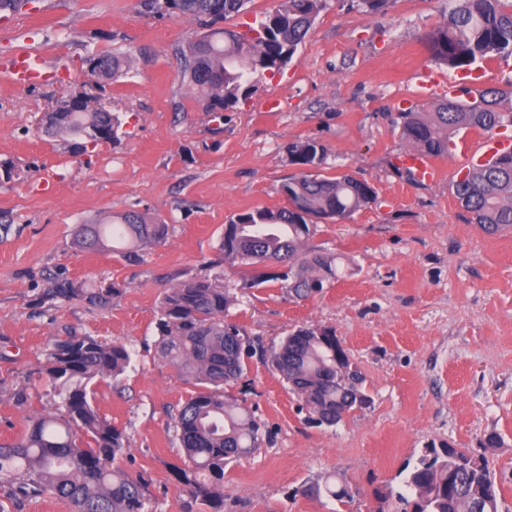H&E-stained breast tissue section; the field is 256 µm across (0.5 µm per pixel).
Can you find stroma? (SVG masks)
I'll return each mask as SVG.
<instances>
[{
    "label": "stroma",
    "mask_w": 512,
    "mask_h": 512,
    "mask_svg": "<svg viewBox=\"0 0 512 512\" xmlns=\"http://www.w3.org/2000/svg\"><path fill=\"white\" fill-rule=\"evenodd\" d=\"M447 9L448 0H389L372 15L358 0H326L292 63L221 114L202 111L182 79L175 50L203 33L190 18L135 0H30L0 13V161L12 165L0 173V442L59 408L43 374L57 340L124 342L131 361L94 382V402L129 440L119 465L144 477L145 512H183L170 467L182 456L175 417L194 387L157 357L162 298L182 275L208 273L234 214L286 206L280 187L299 172L288 148L314 140L327 149L320 174L352 175L376 194L349 218L316 223L309 244L342 258L341 275L297 300L279 281L244 287L240 267L224 265L237 298L229 318L267 350L301 328L333 329L371 403L318 425L277 372L249 359L224 391L270 438L225 466L224 512H394L406 466L450 444L489 460L512 512V229L487 234L461 207L452 184L470 161L460 154L439 158L433 183L396 169L409 148L404 113L447 95L421 89L424 72L466 78L428 51ZM23 47L50 82L9 80L5 66ZM97 52L128 56L130 67L114 80L91 76L84 60ZM80 92L121 125L116 140L78 154L40 119ZM128 211L169 227L141 263L76 248V225ZM60 275L123 293L106 309L50 298ZM329 474L353 488L352 502L298 494Z\"/></svg>",
    "instance_id": "stroma-1"
}]
</instances>
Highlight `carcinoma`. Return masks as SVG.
<instances>
[{
  "mask_svg": "<svg viewBox=\"0 0 512 512\" xmlns=\"http://www.w3.org/2000/svg\"><path fill=\"white\" fill-rule=\"evenodd\" d=\"M251 0H171V14L190 16L206 33L180 51L183 76L196 90L197 101L211 110H229L247 100L266 73L279 72L292 61L309 35L324 0H282L265 13L257 27L240 33L221 26L246 10ZM431 58L452 69L471 70L491 58H512V0H448V14L427 37ZM96 74L110 79L129 61L96 55ZM465 98H445L425 116L405 113L403 136L422 152L449 154L461 131L491 132L512 126V89H463ZM45 132L79 141L87 150L117 137L120 121L104 107L90 105L70 112L47 113ZM298 175L281 185L287 206L257 208L233 215L224 231L223 260L245 269L244 285L257 287L273 280L306 299L336 279V258L309 246L315 219H346L375 200L366 182L348 174L333 179L316 172L326 147L315 141L288 147ZM453 194L473 223L493 234L512 228V150L469 168L452 185ZM168 225L150 224L130 212L113 224H79L76 243L84 249L115 248L129 263L143 260L144 251L162 245ZM274 262L288 263L273 271ZM121 288H87L69 278L50 282L48 295L80 301L102 309L122 294ZM234 297L224 289L221 274L188 275L169 289L157 321L158 357L198 391L178 411L175 427L182 464L171 465L180 490L188 496L184 512L202 505V512H223L224 466L248 458L263 442L260 424L248 407L224 396V385L238 380L253 345L240 327L227 320ZM126 344L68 336L54 345L45 368L60 398L61 413L27 420L17 440L0 443V481L13 495L51 494L69 503L72 512H145L142 476L116 465L129 447L124 432L101 415L90 386L115 377L129 364ZM305 402L319 424L333 427L369 402L363 378L328 328L294 332L267 357ZM347 483L328 476L301 486V493L326 495L347 503ZM400 512H501L500 491L490 464L464 449L448 446L424 451L396 495Z\"/></svg>",
  "mask_w": 512,
  "mask_h": 512,
  "instance_id": "1",
  "label": "carcinoma"
}]
</instances>
